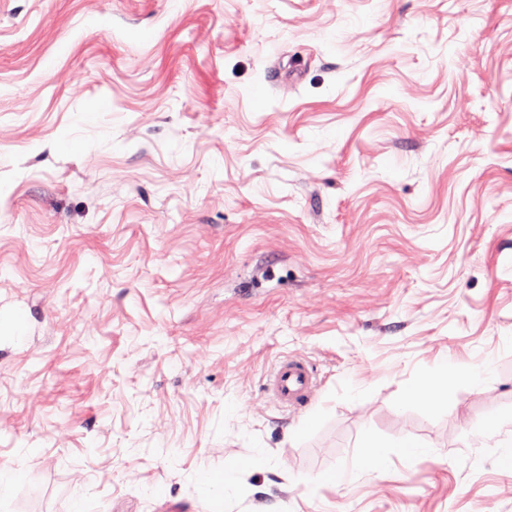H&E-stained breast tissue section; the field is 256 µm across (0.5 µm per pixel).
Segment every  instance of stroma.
Instances as JSON below:
<instances>
[{
  "label": "stroma",
  "mask_w": 512,
  "mask_h": 512,
  "mask_svg": "<svg viewBox=\"0 0 512 512\" xmlns=\"http://www.w3.org/2000/svg\"><path fill=\"white\" fill-rule=\"evenodd\" d=\"M0 467V512H512V0H0ZM270 385L280 403L296 407L309 401L315 378L306 359L293 356L281 360L275 366ZM448 366L447 364L438 366L435 370L426 373L421 380V386L418 390L413 391L411 396H415L416 394L419 396H425L428 398L431 406H435L438 402L444 400L448 401V393L440 391L437 379L438 375L443 373L447 374Z\"/></svg>",
  "instance_id": "stroma-1"
}]
</instances>
